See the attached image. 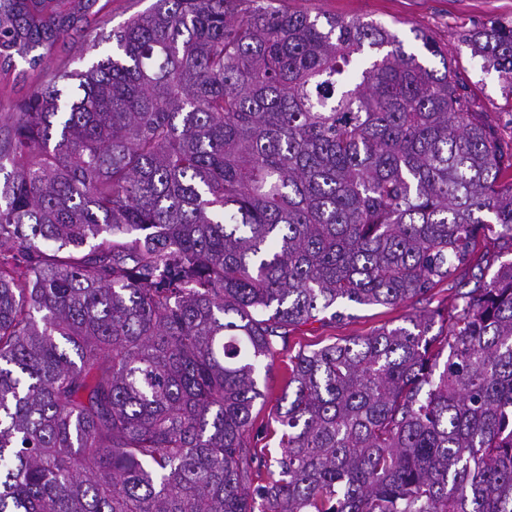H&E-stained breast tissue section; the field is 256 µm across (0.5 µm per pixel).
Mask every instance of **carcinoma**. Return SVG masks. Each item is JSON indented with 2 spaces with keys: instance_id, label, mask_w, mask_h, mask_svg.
Here are the masks:
<instances>
[{
  "instance_id": "cac0c4a2",
  "label": "carcinoma",
  "mask_w": 512,
  "mask_h": 512,
  "mask_svg": "<svg viewBox=\"0 0 512 512\" xmlns=\"http://www.w3.org/2000/svg\"><path fill=\"white\" fill-rule=\"evenodd\" d=\"M0 0V512H512V137L448 54L276 0ZM512 90V26L464 35ZM78 80L76 89L66 81ZM412 312L291 357L339 305ZM153 2L154 0H111L107 8L109 22L106 28H117L132 15L144 11ZM112 43H103L97 50H87V45L81 42H76L65 47L58 48L56 56L58 58L68 61L69 71H82L86 70L91 58L97 54L101 55L109 50ZM50 78L47 76H38L36 73L29 74L25 82H21L14 86L12 79H6L4 76L0 78V114L1 112H9L10 102L23 97L29 89L46 81ZM456 279H449L438 284L420 301L410 302L407 305L398 307L384 306H354L345 309L346 314H351V318L343 321H329L330 312L320 315L319 318L326 316V321L312 322L300 329L294 331L289 339L287 347L281 351L275 365L274 390L269 402L262 409L257 403L253 415L260 409L257 417V425L265 422L271 409L275 405V399L280 394L282 385V376L290 363V357L294 356L300 348L314 349L327 343L344 339L351 336H367L376 329L388 326L389 328L404 324L405 317L416 310L440 309L444 317L452 310L455 303ZM318 344V345H316Z\"/></svg>"
}]
</instances>
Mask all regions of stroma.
<instances>
[{
    "label": "stroma",
    "instance_id": "35a3bbf8",
    "mask_svg": "<svg viewBox=\"0 0 512 512\" xmlns=\"http://www.w3.org/2000/svg\"><path fill=\"white\" fill-rule=\"evenodd\" d=\"M283 10L304 12L313 16L329 15L364 22H379L396 33L406 51H419L422 43L415 40V31L430 36L447 51L458 68L469 94L477 103L500 118L501 132L512 135V91L497 72L484 69L481 57L472 54L462 40L465 33L498 20L512 25V0H281ZM456 282L438 284L421 300L398 307L354 306L348 319L312 322L294 331L287 347L275 365L276 375H283L289 359L299 349L351 336H367L376 329L403 324L405 317L424 308L449 313L455 303Z\"/></svg>",
    "mask_w": 512,
    "mask_h": 512
}]
</instances>
